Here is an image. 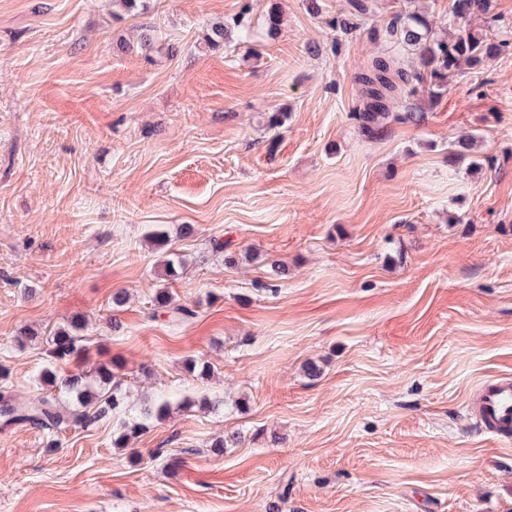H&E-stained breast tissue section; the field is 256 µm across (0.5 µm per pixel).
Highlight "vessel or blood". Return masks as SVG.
Returning <instances> with one entry per match:
<instances>
[{
	"instance_id": "vessel-or-blood-1",
	"label": "vessel or blood",
	"mask_w": 512,
	"mask_h": 512,
	"mask_svg": "<svg viewBox=\"0 0 512 512\" xmlns=\"http://www.w3.org/2000/svg\"><path fill=\"white\" fill-rule=\"evenodd\" d=\"M474 413L487 435L512 438V374H501L481 385Z\"/></svg>"
}]
</instances>
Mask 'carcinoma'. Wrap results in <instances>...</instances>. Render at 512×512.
<instances>
[{
  "label": "carcinoma",
  "instance_id": "obj_1",
  "mask_svg": "<svg viewBox=\"0 0 512 512\" xmlns=\"http://www.w3.org/2000/svg\"><path fill=\"white\" fill-rule=\"evenodd\" d=\"M484 17L487 26H499L498 17L491 14V0H451L449 24L454 34L448 39L431 38L428 20L417 11L400 12L388 22L384 36L394 44L397 52L392 56L372 59L355 76L361 86L362 106L350 113V119L367 137L374 138L383 132L389 118L390 99L399 94L412 95L417 85L429 81L427 93L439 98L447 88L448 75L466 66L476 70L486 60L512 50V35L494 39L473 29L469 19ZM226 26L217 23L205 35V44L211 50L224 47ZM411 50L418 54L423 71L410 72L401 66L400 52ZM231 242L215 239L212 251L224 256V265H237L236 253ZM184 265L183 256L170 253L163 260V280L179 278ZM196 310L187 305L172 304L168 288L157 292L150 308L149 318H166L179 326L194 318ZM83 324L73 320L58 330L49 340V356L56 363H66L83 351L79 331ZM44 381L50 389L30 402L17 401L6 380L9 369L0 365V427L10 428L31 424L46 431L49 447L58 446L56 437L72 428H89L103 420L120 417L126 413L127 391L123 380L112 366L101 364L86 375H61L54 367L43 370ZM166 400H156L145 406L137 421L122 423V430L113 440L116 448L128 447L132 438L149 428L154 421L163 420L169 412Z\"/></svg>",
  "mask_w": 512,
  "mask_h": 512
}]
</instances>
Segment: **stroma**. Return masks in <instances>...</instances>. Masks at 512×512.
Here are the masks:
<instances>
[{
  "mask_svg": "<svg viewBox=\"0 0 512 512\" xmlns=\"http://www.w3.org/2000/svg\"><path fill=\"white\" fill-rule=\"evenodd\" d=\"M370 2L345 36L347 0L317 15L305 0H149L139 15L117 0H0L12 393L41 394L47 338L78 319L85 350L68 371L110 362L130 405L170 403L127 448L110 419L52 451L40 429H0V512H512V439L468 411L480 383L512 374V51L456 72L440 98L399 99L367 138L349 117L354 73L389 51L406 6ZM244 9L252 44L234 30L209 50L212 24ZM146 25L174 55L118 51ZM464 133L478 140L470 166L453 155ZM158 229L186 259L169 283ZM271 260L288 270L272 292ZM164 286L196 318L149 319ZM24 328L38 337L22 349ZM189 358L210 377L189 375Z\"/></svg>",
  "mask_w": 512,
  "mask_h": 512,
  "instance_id": "obj_1",
  "label": "stroma"
}]
</instances>
